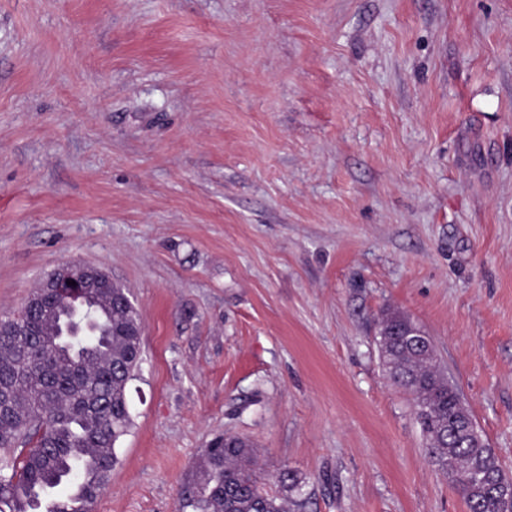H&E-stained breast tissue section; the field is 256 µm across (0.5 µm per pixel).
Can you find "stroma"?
<instances>
[{
	"label": "stroma",
	"instance_id": "obj_1",
	"mask_svg": "<svg viewBox=\"0 0 512 512\" xmlns=\"http://www.w3.org/2000/svg\"><path fill=\"white\" fill-rule=\"evenodd\" d=\"M68 262L143 330L94 512H175L225 432L302 512H468L376 336L512 476V0H0V317Z\"/></svg>",
	"mask_w": 512,
	"mask_h": 512
}]
</instances>
